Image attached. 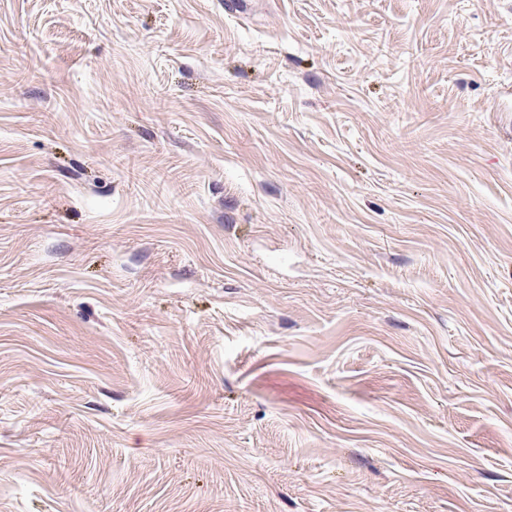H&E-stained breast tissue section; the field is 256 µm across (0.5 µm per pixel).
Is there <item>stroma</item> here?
I'll return each instance as SVG.
<instances>
[{
	"instance_id": "1",
	"label": "stroma",
	"mask_w": 512,
	"mask_h": 512,
	"mask_svg": "<svg viewBox=\"0 0 512 512\" xmlns=\"http://www.w3.org/2000/svg\"><path fill=\"white\" fill-rule=\"evenodd\" d=\"M0 0V512H512V0Z\"/></svg>"
}]
</instances>
